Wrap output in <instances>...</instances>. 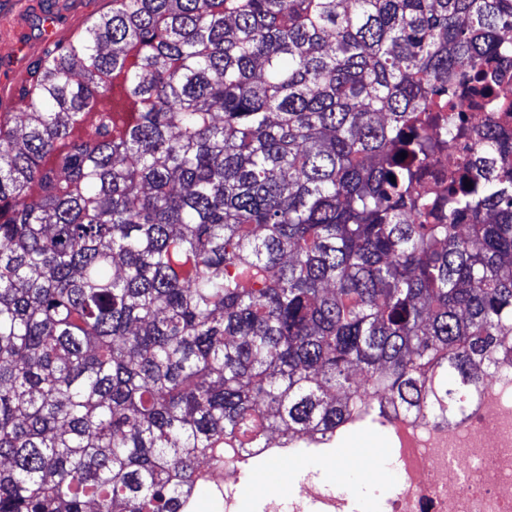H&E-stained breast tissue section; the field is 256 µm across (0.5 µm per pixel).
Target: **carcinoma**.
<instances>
[{"instance_id":"cac0c4a2","label":"carcinoma","mask_w":512,"mask_h":512,"mask_svg":"<svg viewBox=\"0 0 512 512\" xmlns=\"http://www.w3.org/2000/svg\"><path fill=\"white\" fill-rule=\"evenodd\" d=\"M509 66L512 0H112L48 44L0 113V512H181L224 437L366 391L466 417L512 350ZM473 150L470 142L457 141L447 153L439 156L431 166L430 182L437 184L444 173L448 174V167L463 165L470 160Z\"/></svg>"}]
</instances>
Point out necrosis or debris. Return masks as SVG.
Instances as JSON below:
<instances>
[{
    "instance_id": "1",
    "label": "necrosis or debris",
    "mask_w": 512,
    "mask_h": 512,
    "mask_svg": "<svg viewBox=\"0 0 512 512\" xmlns=\"http://www.w3.org/2000/svg\"><path fill=\"white\" fill-rule=\"evenodd\" d=\"M399 476L385 512H512V371L488 379L468 416L458 422L422 415L391 414L386 421ZM327 439L304 436L262 448H243L224 440L222 462H206L197 486L224 494V512H240V483L259 460L299 462L321 456ZM292 512L315 505L318 512H351L343 486L329 488L307 481Z\"/></svg>"
}]
</instances>
